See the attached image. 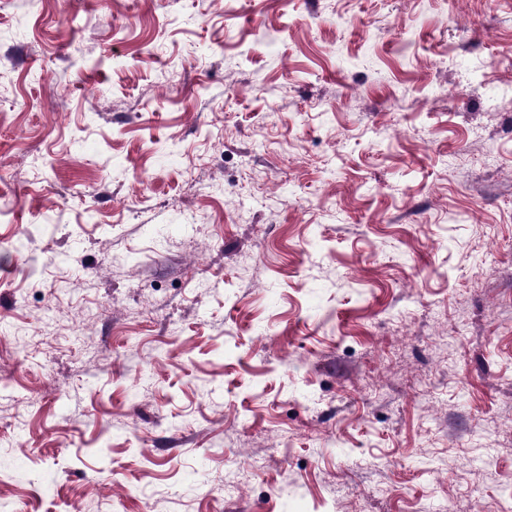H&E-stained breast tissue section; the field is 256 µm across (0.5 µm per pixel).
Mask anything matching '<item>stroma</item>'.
Listing matches in <instances>:
<instances>
[{
	"mask_svg": "<svg viewBox=\"0 0 512 512\" xmlns=\"http://www.w3.org/2000/svg\"><path fill=\"white\" fill-rule=\"evenodd\" d=\"M511 499L512 0H0L5 512Z\"/></svg>",
	"mask_w": 512,
	"mask_h": 512,
	"instance_id": "stroma-1",
	"label": "stroma"
}]
</instances>
